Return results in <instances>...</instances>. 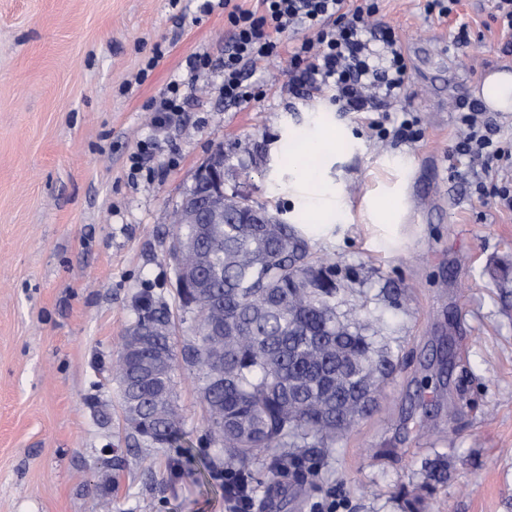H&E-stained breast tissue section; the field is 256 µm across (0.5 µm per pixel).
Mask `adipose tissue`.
Masks as SVG:
<instances>
[{"mask_svg": "<svg viewBox=\"0 0 512 512\" xmlns=\"http://www.w3.org/2000/svg\"><path fill=\"white\" fill-rule=\"evenodd\" d=\"M343 145V132L320 122L313 133L304 138L297 153L289 157L288 189L307 215H315L326 208L344 214L342 189L325 178L320 166L321 160L340 155ZM404 212L405 191L402 186L366 198L363 210L366 220L373 226L380 222L385 225L379 238L382 247L393 249L402 244V236L398 230L391 228L390 223L399 219Z\"/></svg>", "mask_w": 512, "mask_h": 512, "instance_id": "1", "label": "adipose tissue"}]
</instances>
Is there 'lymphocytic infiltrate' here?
Returning a JSON list of instances; mask_svg holds the SVG:
<instances>
[{
  "label": "lymphocytic infiltrate",
  "instance_id": "f902f5d3",
  "mask_svg": "<svg viewBox=\"0 0 512 512\" xmlns=\"http://www.w3.org/2000/svg\"><path fill=\"white\" fill-rule=\"evenodd\" d=\"M381 0H256L246 8L224 0V100L255 99L248 70L289 54L308 94L331 93L347 112H405L411 67L399 29L379 20ZM462 132L449 155L480 161L491 178L480 184L512 210V138L497 136L484 107L459 113Z\"/></svg>",
  "mask_w": 512,
  "mask_h": 512
}]
</instances>
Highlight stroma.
<instances>
[{"instance_id": "stroma-1", "label": "stroma", "mask_w": 512, "mask_h": 512, "mask_svg": "<svg viewBox=\"0 0 512 512\" xmlns=\"http://www.w3.org/2000/svg\"><path fill=\"white\" fill-rule=\"evenodd\" d=\"M426 0H383L412 66L415 139L378 137L370 115L329 96L289 90L275 58L248 78L256 99L228 104L224 76H199L191 56L224 57V10L198 0H0V512H224V483L197 445L205 409L178 377L186 448L128 447L110 363L150 288L177 308L166 257L170 215L216 147L227 185L300 212L283 147L316 121L348 139L324 174L347 205L340 238L318 253L352 268L355 302L382 316L396 370L378 406L312 471L251 467L263 512H512V211L480 194L483 175L448 149L449 106L472 80L512 72L492 0H460L457 17L428 19ZM470 45L446 51L456 18ZM163 56L147 61L154 48ZM182 82L183 119L155 134L151 104ZM153 144V175L130 179L129 156ZM403 158L407 170L392 172ZM408 184L404 248L371 243L361 212L370 190Z\"/></svg>"}]
</instances>
